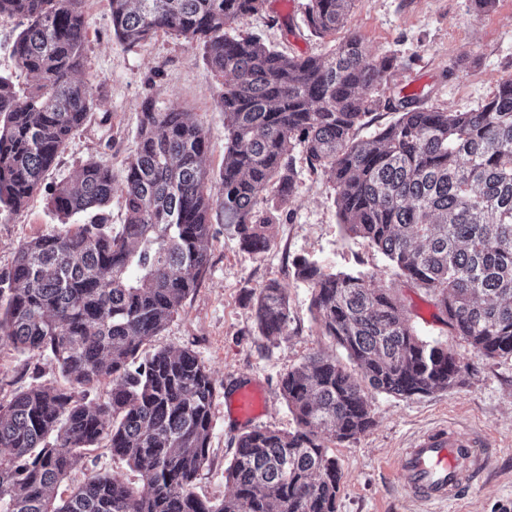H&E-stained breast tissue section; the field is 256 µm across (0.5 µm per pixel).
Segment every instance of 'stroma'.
I'll return each mask as SVG.
<instances>
[{"mask_svg":"<svg viewBox=\"0 0 512 512\" xmlns=\"http://www.w3.org/2000/svg\"><path fill=\"white\" fill-rule=\"evenodd\" d=\"M307 3L288 0L283 11L278 0H266L259 13L238 20L231 32L258 36L295 56L325 54L333 41L309 30ZM84 10L83 77L93 107L46 172L40 191L17 214L0 218V271L11 267L25 242L63 230L50 191L73 179L86 161L111 169L114 189L106 213L112 226L124 223L120 187L143 103L195 113L210 143L204 166L211 181L219 179L226 130L215 99L223 80L210 72L200 50L169 34L123 45L112 34L107 0H85ZM24 26L22 18H0V75L26 87L33 79L16 68L12 57ZM347 27L361 35L371 53L396 58L387 82L370 89L374 98L413 95L419 107L464 112L490 98L498 83L512 75V0H498L484 14L476 13L470 0H355ZM294 181L293 201L276 224L269 249L260 255L245 252L223 216H215L209 267L152 342L156 349L193 350L215 383L210 460L194 483L203 498L221 499L233 490L227 470L244 428L231 415L227 397L237 384L256 382L265 393L258 427L288 432L297 422L283 398V376L315 353L347 360L316 320L311 289L295 274L297 263L306 259L335 271L373 272L384 285L392 279L385 257L341 224L334 184L311 172L301 157ZM272 282L288 298V321L281 336L268 339L257 324L255 298ZM400 295L417 335L458 354L466 368L464 383L408 399L371 394L373 426L356 439L329 446L342 473L336 512H431L409 495L398 472L399 456L419 434L448 423L463 433L485 432L493 443L494 462L473 491L443 512H512V357H487L450 335L435 317L433 296L406 286ZM24 364L23 355L0 349V400L14 390L61 379L48 361H40L35 372Z\"/></svg>","mask_w":512,"mask_h":512,"instance_id":"35a3bbf8","label":"stroma"}]
</instances>
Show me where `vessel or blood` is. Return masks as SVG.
Instances as JSON below:
<instances>
[{
    "instance_id": "vessel-or-blood-1",
    "label": "vessel or blood",
    "mask_w": 512,
    "mask_h": 512,
    "mask_svg": "<svg viewBox=\"0 0 512 512\" xmlns=\"http://www.w3.org/2000/svg\"><path fill=\"white\" fill-rule=\"evenodd\" d=\"M265 397L258 385L241 386L233 399V412L246 424L263 413ZM492 460V443L480 433L455 427H437L419 436L404 452L400 472L410 495L431 504L458 499Z\"/></svg>"
}]
</instances>
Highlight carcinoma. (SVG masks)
Here are the masks:
<instances>
[{
	"mask_svg": "<svg viewBox=\"0 0 512 512\" xmlns=\"http://www.w3.org/2000/svg\"><path fill=\"white\" fill-rule=\"evenodd\" d=\"M353 0H309L315 35L334 36ZM265 0H108L115 38L135 45L174 34L196 45L224 82L228 122L217 193L203 161L209 141L193 113L142 107L122 193L126 219L112 232L104 208L112 170L88 161L50 197L62 217L95 220L26 242L0 272V347L46 358L64 384L0 402V512H336L341 470L324 438L342 443L373 426L369 391L405 398L463 383L460 357L421 339L396 285L435 296L451 334L490 358L512 357V75L465 112L401 101L395 122L367 140L356 131L379 106L366 91L392 60L348 33L331 51L290 56L228 29ZM22 17L17 66L36 83L0 76V217L40 187L91 101L83 68V0H0ZM338 188L342 224L388 260L393 281L302 262L325 335L357 368L312 355L281 386L298 428L241 434L233 492L198 497L209 460L210 373L189 348L145 352L178 313L210 262L214 207L243 249L271 245L293 201L295 150ZM261 333L275 337L288 301L275 283L256 299ZM105 445L141 484L97 473L57 495L72 470Z\"/></svg>",
	"mask_w": 512,
	"mask_h": 512,
	"instance_id": "cac0c4a2",
	"label": "carcinoma"
}]
</instances>
